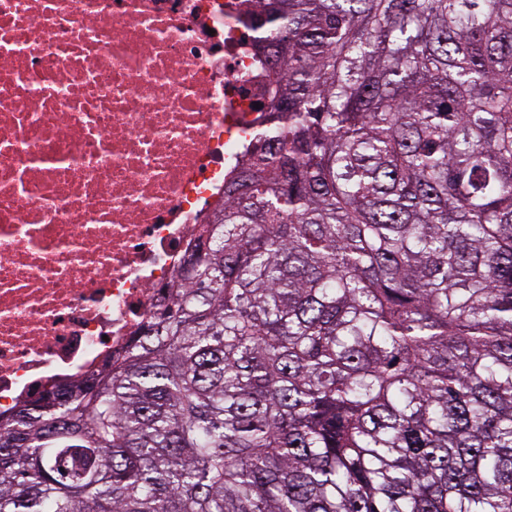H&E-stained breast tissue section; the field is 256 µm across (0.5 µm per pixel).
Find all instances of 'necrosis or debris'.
<instances>
[{"label": "necrosis or debris", "mask_w": 512, "mask_h": 512, "mask_svg": "<svg viewBox=\"0 0 512 512\" xmlns=\"http://www.w3.org/2000/svg\"><path fill=\"white\" fill-rule=\"evenodd\" d=\"M247 0H0V414L124 353L278 95Z\"/></svg>", "instance_id": "necrosis-or-debris-1"}]
</instances>
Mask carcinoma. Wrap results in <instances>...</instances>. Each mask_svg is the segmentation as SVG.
<instances>
[{"mask_svg": "<svg viewBox=\"0 0 512 512\" xmlns=\"http://www.w3.org/2000/svg\"><path fill=\"white\" fill-rule=\"evenodd\" d=\"M278 102L124 354L0 416V512H512V0H250Z\"/></svg>", "mask_w": 512, "mask_h": 512, "instance_id": "cac0c4a2", "label": "carcinoma"}]
</instances>
